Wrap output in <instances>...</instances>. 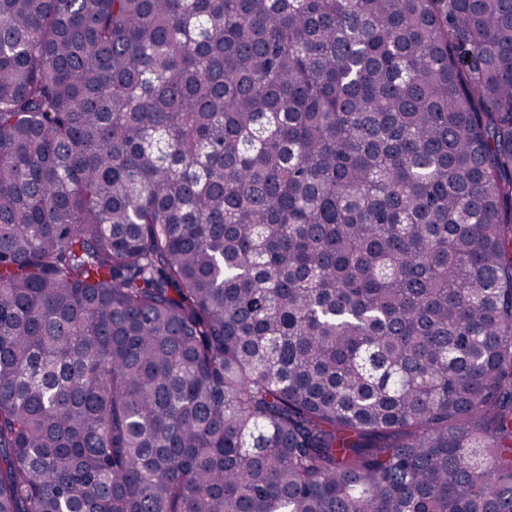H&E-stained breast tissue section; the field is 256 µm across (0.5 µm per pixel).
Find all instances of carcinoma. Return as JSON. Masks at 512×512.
I'll return each mask as SVG.
<instances>
[{
    "instance_id": "obj_1",
    "label": "carcinoma",
    "mask_w": 512,
    "mask_h": 512,
    "mask_svg": "<svg viewBox=\"0 0 512 512\" xmlns=\"http://www.w3.org/2000/svg\"><path fill=\"white\" fill-rule=\"evenodd\" d=\"M0 512H512V0H0Z\"/></svg>"
}]
</instances>
